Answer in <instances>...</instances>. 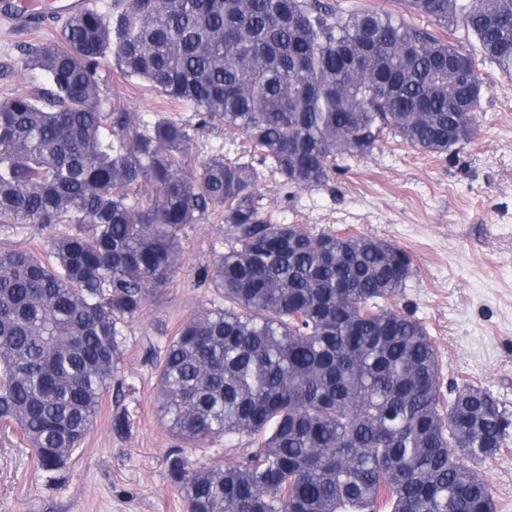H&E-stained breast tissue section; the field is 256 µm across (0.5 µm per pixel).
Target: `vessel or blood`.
Wrapping results in <instances>:
<instances>
[{
  "label": "vessel or blood",
  "mask_w": 512,
  "mask_h": 512,
  "mask_svg": "<svg viewBox=\"0 0 512 512\" xmlns=\"http://www.w3.org/2000/svg\"><path fill=\"white\" fill-rule=\"evenodd\" d=\"M93 0H0V23L28 32L49 19H63L91 9Z\"/></svg>",
  "instance_id": "b4317fda"
}]
</instances>
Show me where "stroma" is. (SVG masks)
<instances>
[{
	"label": "stroma",
	"mask_w": 512,
	"mask_h": 512,
	"mask_svg": "<svg viewBox=\"0 0 512 512\" xmlns=\"http://www.w3.org/2000/svg\"><path fill=\"white\" fill-rule=\"evenodd\" d=\"M385 9L427 30L459 51L472 52L463 31L437 27L408 12L402 0H356ZM49 24L19 35L0 27V102L33 92L19 68L24 47L55 38ZM477 134L463 149L430 155L385 136L379 150L343 158L331 180L315 190L284 186L266 174L258 192L271 213L312 233L367 235L408 251L416 273L391 306L412 313L427 328L442 364L444 387L471 383L512 414V78L484 63ZM120 108L156 112L186 124L189 165L214 152L236 159L247 150L241 134L223 125L200 126L147 83H126L112 73ZM65 227L0 219V249L40 253ZM223 211L187 226L178 268L168 286L128 320L115 378L94 428L61 470L39 469L16 425L0 423V512H186L165 460L176 439L158 411L157 363L168 337L214 292L201 277L227 245ZM126 428L116 432L113 422ZM496 512H512V447L481 463Z\"/></svg>",
	"instance_id": "stroma-1"
}]
</instances>
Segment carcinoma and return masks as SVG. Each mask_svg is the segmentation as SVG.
<instances>
[{"label": "carcinoma", "instance_id": "carcinoma-1", "mask_svg": "<svg viewBox=\"0 0 512 512\" xmlns=\"http://www.w3.org/2000/svg\"><path fill=\"white\" fill-rule=\"evenodd\" d=\"M403 2L479 55L348 0H98L28 47L41 88L0 103V218L71 228L50 261L0 249V422L42 470L91 433L125 324L177 269L180 232L222 209L231 241L203 277L224 305L160 363L187 512H496L477 464L508 445L512 417L477 386L442 393L427 329L388 307L410 255L274 219L256 190L265 169L319 187L386 131L439 155L472 141L479 62L512 76V0ZM106 59L253 153L188 170L183 123L112 111ZM215 437L252 451L191 460Z\"/></svg>", "mask_w": 512, "mask_h": 512}]
</instances>
